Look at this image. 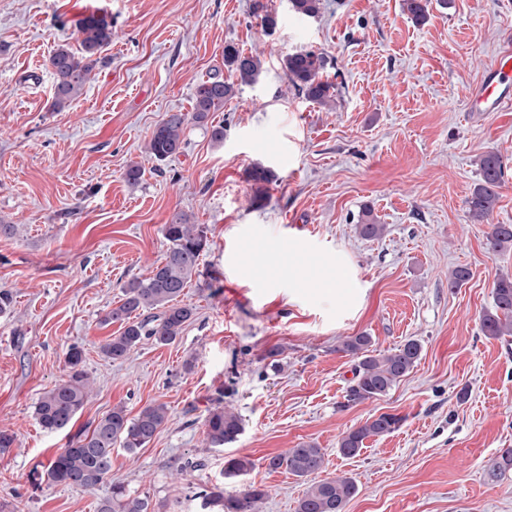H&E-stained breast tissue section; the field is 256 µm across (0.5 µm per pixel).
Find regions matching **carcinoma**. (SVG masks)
Returning a JSON list of instances; mask_svg holds the SVG:
<instances>
[{
  "label": "carcinoma",
  "mask_w": 512,
  "mask_h": 512,
  "mask_svg": "<svg viewBox=\"0 0 512 512\" xmlns=\"http://www.w3.org/2000/svg\"><path fill=\"white\" fill-rule=\"evenodd\" d=\"M293 10L305 17L320 14L321 0H291ZM405 7L416 23L428 19V0H405ZM80 50L67 44L58 45L49 57V68L55 76L53 107L62 109L81 94L100 54L112 42V22L104 15L91 14L78 25ZM281 65L293 87L306 100L328 106L335 99V84L324 76L327 59L314 50L300 49L281 59ZM224 66L231 79L214 74L200 82L195 89L192 113L168 112L152 131L146 145L149 155L165 162L180 153L184 130L189 121L207 126L211 139L224 141V123H211L214 113L224 108V102L235 97L243 86L258 82L263 63L258 56L246 54L234 44L224 45ZM480 183L467 200L468 212L475 220L486 219L499 199L498 189L505 183L508 164L496 152H488L478 159ZM252 182L253 202L267 200L268 184L274 173L263 166H255L248 174ZM364 239H377L384 234L385 225L376 222L370 209L362 213L356 225ZM167 241L163 259L144 278H134L123 286L121 304L102 319L105 324L118 322L121 331L109 337L101 346L102 354L119 361L127 358L136 346L146 339L161 345L174 342L181 336L185 324L196 314V307L184 303L180 297L193 278L200 276V257L208 247L205 227L190 223L183 212L173 215L163 225ZM490 245L500 251L512 247V224H495ZM481 329L487 336H512V276L502 275L493 285V309L481 317ZM369 336H348L338 351L357 359L353 379L346 389L349 404L363 403L386 395L397 382L408 376L417 366L422 345L409 339L401 346L375 356L368 354ZM67 379L44 392L34 406V417L39 426L51 433L69 432L66 448L51 457L44 465L42 477L52 485L95 487L110 480V494L100 500L98 512H155L148 496L131 492L124 483L112 479V448L120 445L129 453L145 447L168 421V407L161 402L151 403L129 417L122 406H115L91 429L71 433L77 414L87 402L91 385L84 369L83 350L70 346L65 353ZM402 418L389 413L372 416L360 426L341 436L339 451L346 457L360 454L364 441L394 432ZM206 439L210 447L222 448L237 440L243 431V421L233 410L217 407L205 418ZM324 464L323 449L314 443L290 448L283 456L269 458L268 467H284L288 473L310 482L298 500L295 512H344L347 501L356 494L357 487L350 477L317 479ZM253 466L247 457L228 460L225 475L235 477ZM512 471V448L501 450L496 468L490 473L496 480ZM267 492L254 485L235 496L224 497V491L215 487L204 494L205 505L216 506L219 512H259Z\"/></svg>",
  "instance_id": "1"
}]
</instances>
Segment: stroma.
Returning <instances> with one entry per match:
<instances>
[{"instance_id": "stroma-1", "label": "stroma", "mask_w": 512, "mask_h": 512, "mask_svg": "<svg viewBox=\"0 0 512 512\" xmlns=\"http://www.w3.org/2000/svg\"><path fill=\"white\" fill-rule=\"evenodd\" d=\"M255 0H0V430L14 433L0 455V512H97L109 483L82 489L36 484L32 473L66 447L43 431L38 398L66 377L64 354L79 346L94 382L75 419L83 429L124 407L136 416L167 404L166 425L145 447L112 451V476L153 505L212 512L203 491L264 488L262 512H295L307 488L270 457L312 442L325 450L322 475L352 477L345 512H512V473L489 470L512 448V336L484 335L492 289L512 274V249L489 245L491 225L512 224V174L487 220H471L467 199L476 160L499 153L512 165V112H473L472 90L512 32L505 0H430L416 24L404 0H322L318 17L289 0H262L278 17L265 31ZM112 22V43L81 95L53 107L47 66L60 44L78 47L91 13ZM259 56V81L214 118L216 143L188 124L181 152L156 162L146 145L168 112H188L196 85L224 73V47ZM324 53L336 84L333 107L307 101L282 58ZM144 174L129 184L125 173ZM276 175L254 203L249 169ZM371 207L382 238L356 226ZM206 227L201 270L184 302L196 314L167 345L147 341L122 361L106 359L103 325L123 286L147 276L167 250L161 228L173 213ZM351 263L363 293L349 315L317 284ZM469 279L448 285L449 273ZM366 333L374 352L406 340L422 345L413 372L387 395L345 406L353 363L339 352ZM237 412L244 430L209 447L204 420L216 406ZM402 423L341 455L342 433L371 416ZM254 467L229 478L226 463ZM198 469H183L186 459Z\"/></svg>"}]
</instances>
